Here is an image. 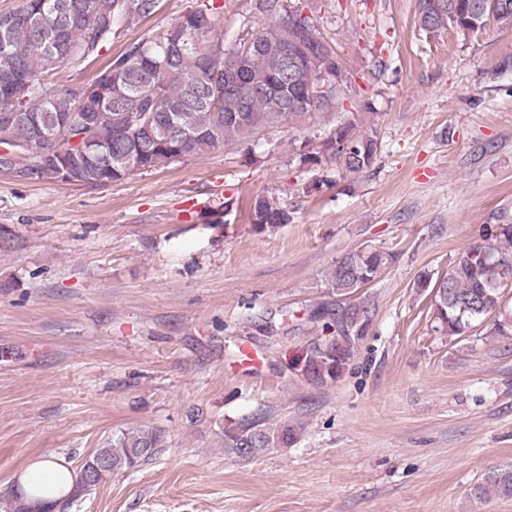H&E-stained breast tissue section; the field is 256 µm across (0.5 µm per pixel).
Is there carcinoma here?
<instances>
[{
	"label": "carcinoma",
	"mask_w": 512,
	"mask_h": 512,
	"mask_svg": "<svg viewBox=\"0 0 512 512\" xmlns=\"http://www.w3.org/2000/svg\"><path fill=\"white\" fill-rule=\"evenodd\" d=\"M69 2L97 9L94 23L69 24L57 29V14L51 5ZM256 13L267 26L253 29L250 19L240 24L235 38L224 43V34L213 35L217 18L208 8L187 11L195 26L192 33L173 23L159 35L132 42L111 57L96 73L112 77L104 100L107 112H95L90 136L97 148L95 164L82 154L81 145H72L67 132L57 126V118L69 115L83 119L76 107L84 94L82 85L54 81L64 65L78 67L96 59L126 27L156 13L159 0H19L13 9L18 22H0V115L20 112L6 129H0L15 148L27 147V155L12 160L0 155V174L27 163V178H55L51 168L38 164L40 151L56 146L70 150L77 163L87 168L83 181L89 186L105 184L104 173L112 170V181H122L135 171L136 157L158 170L170 166L173 151L184 156H204L221 145L245 143L260 131L298 120L313 111H326L336 104L322 96L310 100L307 86L318 83V75L333 65L334 43L324 36L317 8L300 0H254ZM493 12L496 25L512 27V0H418L417 21L428 32L454 31L463 36L481 30L474 24L481 9ZM256 37L243 61L238 90L224 89V67L237 57L246 37ZM295 52L301 61L300 81L288 78V66H277L273 53ZM144 112L155 115L153 127L132 139L125 134L127 120ZM342 135L355 148L340 153L336 137ZM379 154L377 131L357 129L342 123L319 144L299 153V164L321 167L334 161L349 173L370 170ZM251 223L271 231L293 220L273 196H259L251 208ZM394 254L372 246L350 250L339 257L326 277L329 294L336 297V334L312 344L304 358L305 377L317 384L337 380L350 362L354 339L365 334L373 306L357 291L373 283L393 262ZM512 283V222L497 217L486 224L481 241L468 247L448 269L435 278L422 277L420 288L430 291L434 328L448 336H469L489 322L491 332L501 335L512 329V312H507L503 296ZM299 427L281 424L269 427L259 417H243L224 427V449L237 456H254L271 448L296 441ZM166 447L164 432L157 428H132L120 432L112 443L98 449L93 457L112 461L117 471L142 465ZM66 474L58 472L31 485L26 497L59 507L75 498L62 491ZM512 496V466L488 476L476 496Z\"/></svg>",
	"instance_id": "carcinoma-1"
}]
</instances>
